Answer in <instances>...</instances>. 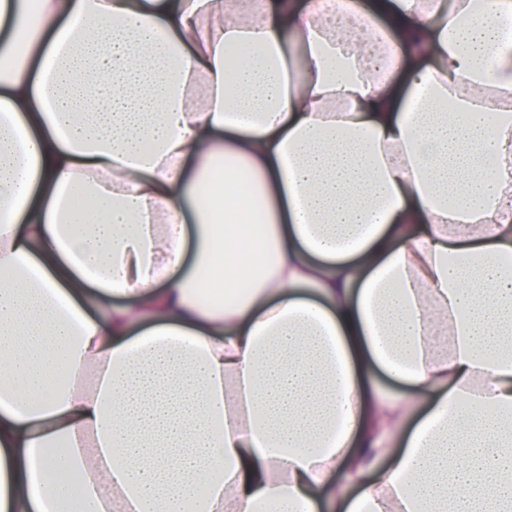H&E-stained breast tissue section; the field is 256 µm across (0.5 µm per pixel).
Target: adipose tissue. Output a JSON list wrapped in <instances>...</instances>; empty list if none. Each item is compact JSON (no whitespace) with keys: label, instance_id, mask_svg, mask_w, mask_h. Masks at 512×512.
<instances>
[{"label":"adipose tissue","instance_id":"1","mask_svg":"<svg viewBox=\"0 0 512 512\" xmlns=\"http://www.w3.org/2000/svg\"><path fill=\"white\" fill-rule=\"evenodd\" d=\"M0 29V512H512V0Z\"/></svg>","mask_w":512,"mask_h":512}]
</instances>
